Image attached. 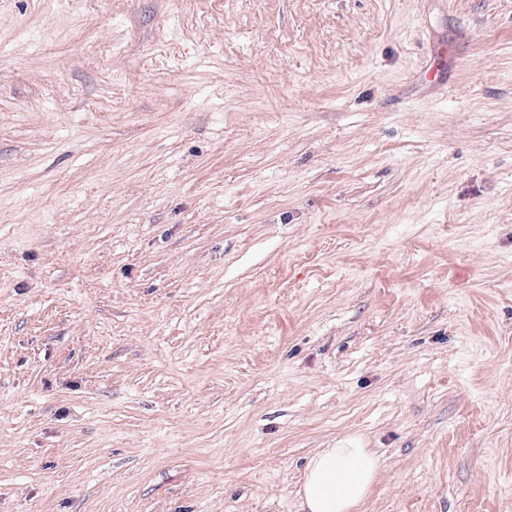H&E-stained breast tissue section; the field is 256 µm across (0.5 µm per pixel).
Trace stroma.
<instances>
[{
  "mask_svg": "<svg viewBox=\"0 0 512 512\" xmlns=\"http://www.w3.org/2000/svg\"><path fill=\"white\" fill-rule=\"evenodd\" d=\"M512 512V0H0V512ZM380 461L369 448H323L299 490L302 512H355L376 482Z\"/></svg>",
  "mask_w": 512,
  "mask_h": 512,
  "instance_id": "stroma-1",
  "label": "stroma"
}]
</instances>
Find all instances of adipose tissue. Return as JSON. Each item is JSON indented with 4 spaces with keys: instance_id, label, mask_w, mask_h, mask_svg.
Listing matches in <instances>:
<instances>
[{
    "instance_id": "1",
    "label": "adipose tissue",
    "mask_w": 512,
    "mask_h": 512,
    "mask_svg": "<svg viewBox=\"0 0 512 512\" xmlns=\"http://www.w3.org/2000/svg\"><path fill=\"white\" fill-rule=\"evenodd\" d=\"M380 461L368 448H325L309 461L299 490L302 512H357Z\"/></svg>"
}]
</instances>
